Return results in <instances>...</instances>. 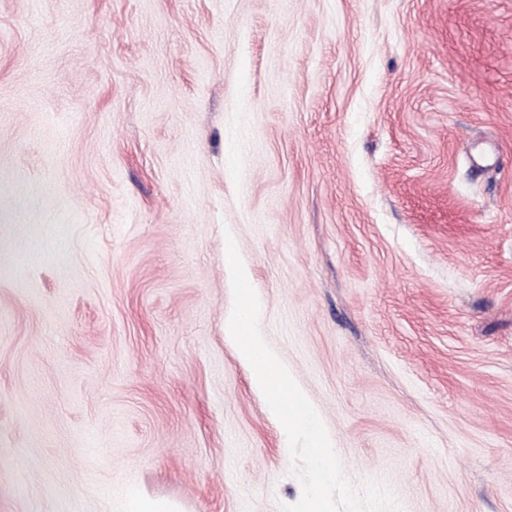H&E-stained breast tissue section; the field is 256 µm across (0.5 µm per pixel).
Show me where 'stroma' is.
<instances>
[{"label": "stroma", "instance_id": "obj_1", "mask_svg": "<svg viewBox=\"0 0 512 512\" xmlns=\"http://www.w3.org/2000/svg\"><path fill=\"white\" fill-rule=\"evenodd\" d=\"M512 512V0H0V512ZM182 505L170 500H158L141 493L127 498L124 512H185Z\"/></svg>", "mask_w": 512, "mask_h": 512}]
</instances>
